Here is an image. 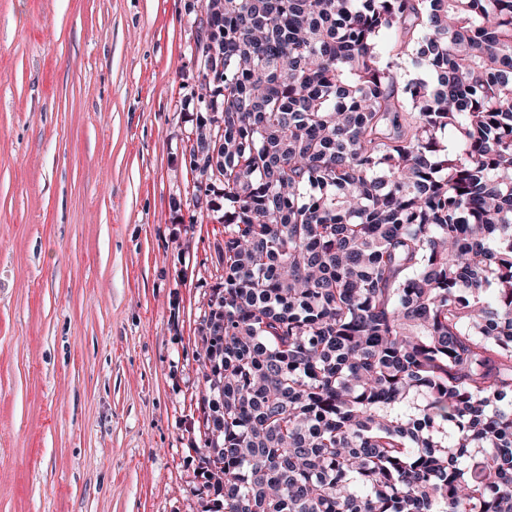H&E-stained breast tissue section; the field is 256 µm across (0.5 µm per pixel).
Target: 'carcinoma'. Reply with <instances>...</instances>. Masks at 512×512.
Instances as JSON below:
<instances>
[{
    "instance_id": "obj_1",
    "label": "carcinoma",
    "mask_w": 512,
    "mask_h": 512,
    "mask_svg": "<svg viewBox=\"0 0 512 512\" xmlns=\"http://www.w3.org/2000/svg\"><path fill=\"white\" fill-rule=\"evenodd\" d=\"M205 10L214 512H512V0Z\"/></svg>"
}]
</instances>
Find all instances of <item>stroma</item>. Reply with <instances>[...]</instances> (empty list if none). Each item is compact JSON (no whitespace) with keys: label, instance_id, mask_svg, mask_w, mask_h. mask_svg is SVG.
Returning <instances> with one entry per match:
<instances>
[{"label":"stroma","instance_id":"stroma-1","mask_svg":"<svg viewBox=\"0 0 512 512\" xmlns=\"http://www.w3.org/2000/svg\"><path fill=\"white\" fill-rule=\"evenodd\" d=\"M201 0H0V512H209Z\"/></svg>","mask_w":512,"mask_h":512}]
</instances>
